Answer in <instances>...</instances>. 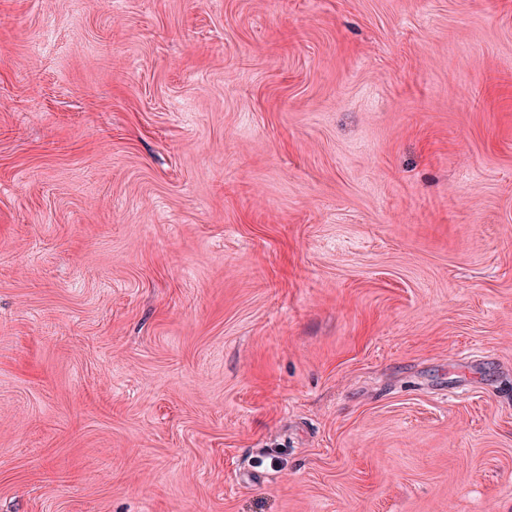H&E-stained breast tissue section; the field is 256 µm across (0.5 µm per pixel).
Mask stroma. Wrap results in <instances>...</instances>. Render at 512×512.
<instances>
[{
	"label": "stroma",
	"mask_w": 512,
	"mask_h": 512,
	"mask_svg": "<svg viewBox=\"0 0 512 512\" xmlns=\"http://www.w3.org/2000/svg\"><path fill=\"white\" fill-rule=\"evenodd\" d=\"M0 512H512V0H0Z\"/></svg>",
	"instance_id": "obj_1"
}]
</instances>
